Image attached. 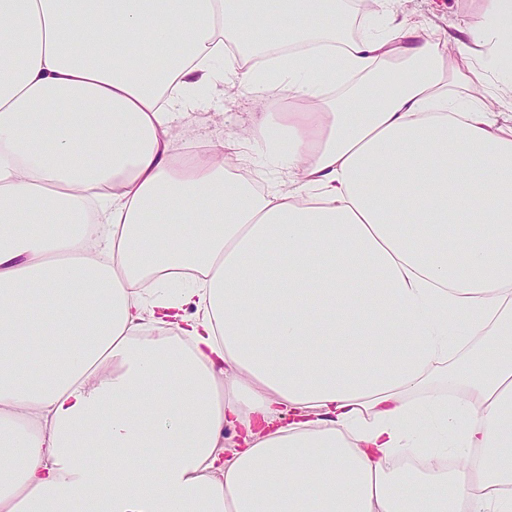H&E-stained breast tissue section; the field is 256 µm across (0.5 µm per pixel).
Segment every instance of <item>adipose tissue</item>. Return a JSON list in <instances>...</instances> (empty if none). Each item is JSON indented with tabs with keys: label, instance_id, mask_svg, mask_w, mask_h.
I'll use <instances>...</instances> for the list:
<instances>
[{
	"label": "adipose tissue",
	"instance_id": "adipose-tissue-1",
	"mask_svg": "<svg viewBox=\"0 0 512 512\" xmlns=\"http://www.w3.org/2000/svg\"><path fill=\"white\" fill-rule=\"evenodd\" d=\"M376 2L0 0V512H512V0ZM483 6V0H400L398 4L407 16L446 29L450 36H459L456 28H463ZM295 101L294 93L285 85L269 96L257 95L249 86L243 85L236 87L228 100L225 91L223 95V85L219 84L218 91L208 103L187 112L173 126V134L177 144L186 151L197 141L217 145L239 137L250 126L254 112L288 109ZM231 173L250 180L257 189L268 190L274 184L281 190H288L291 187L292 177L288 175V172H284L280 175L279 179L274 181L268 175H266L261 168L257 165H246L240 166L230 170Z\"/></svg>",
	"mask_w": 512,
	"mask_h": 512
}]
</instances>
